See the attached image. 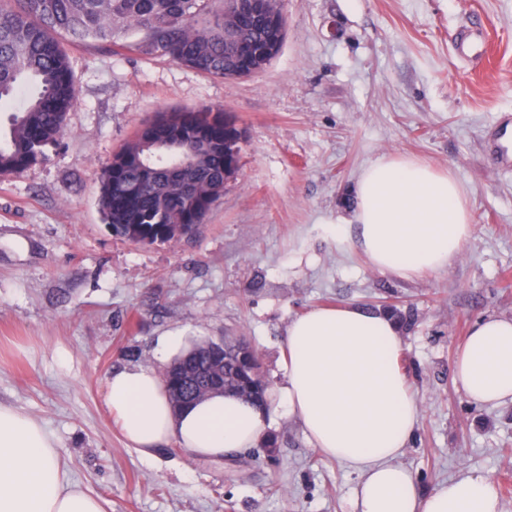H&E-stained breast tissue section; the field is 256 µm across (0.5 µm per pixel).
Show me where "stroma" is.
<instances>
[{
	"label": "stroma",
	"mask_w": 512,
	"mask_h": 512,
	"mask_svg": "<svg viewBox=\"0 0 512 512\" xmlns=\"http://www.w3.org/2000/svg\"><path fill=\"white\" fill-rule=\"evenodd\" d=\"M278 55L216 78L101 43L70 47L77 102L46 161L0 176V404L37 418L71 477L105 512H351L356 474L312 448L280 398L267 441L219 459L138 452L107 405L113 372L148 366L160 336H243L271 389L289 322L318 306L397 310L399 356L419 406L402 462L422 492L491 477L512 512V402L476 405L454 380L476 320L512 318V170L491 150L512 119V0H281ZM477 16L488 57H458ZM223 111L240 168L193 235L116 236L100 173L162 110ZM385 156L449 171L474 232L448 267L403 277L373 266L347 221L363 168Z\"/></svg>",
	"instance_id": "35a3bbf8"
}]
</instances>
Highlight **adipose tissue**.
Here are the masks:
<instances>
[{
	"mask_svg": "<svg viewBox=\"0 0 512 512\" xmlns=\"http://www.w3.org/2000/svg\"><path fill=\"white\" fill-rule=\"evenodd\" d=\"M351 222L361 251L402 275L443 269L471 238L466 193L455 177L423 163L381 159L360 173ZM402 342L386 315L345 305L318 307L291 321L282 398L313 448L358 477L353 512H501L492 478L469 473L421 494L400 462L418 422V404L399 366ZM469 401H512V318L476 321L454 368ZM108 406L143 454L173 442L201 458L250 448L267 413L214 394L173 412L161 379L141 366L113 373ZM0 512H104L72 482L57 443L38 420L0 405Z\"/></svg>",
	"mask_w": 512,
	"mask_h": 512,
	"instance_id": "obj_1",
	"label": "adipose tissue"
}]
</instances>
